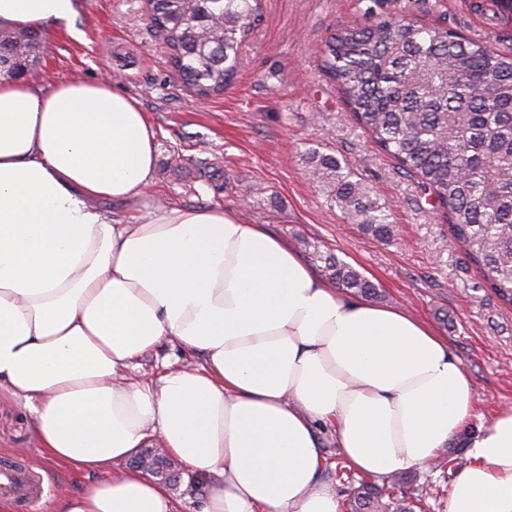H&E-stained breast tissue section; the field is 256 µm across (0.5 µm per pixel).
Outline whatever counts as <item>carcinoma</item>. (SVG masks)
Returning a JSON list of instances; mask_svg holds the SVG:
<instances>
[{
	"mask_svg": "<svg viewBox=\"0 0 512 512\" xmlns=\"http://www.w3.org/2000/svg\"><path fill=\"white\" fill-rule=\"evenodd\" d=\"M366 26L343 25L320 49L321 70L357 127L415 180L486 287L512 306V44L497 50L437 22L407 18L398 0ZM176 75L197 97L224 92L239 49L262 21V0H150ZM36 30L0 29V67L15 75L40 57ZM358 232L397 236L386 205L333 154L309 157ZM322 271L352 293L377 286L349 264L318 254ZM420 498L395 499L363 482L348 512H415Z\"/></svg>",
	"mask_w": 512,
	"mask_h": 512,
	"instance_id": "1",
	"label": "carcinoma"
}]
</instances>
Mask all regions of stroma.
<instances>
[{
  "label": "stroma",
  "instance_id": "1",
  "mask_svg": "<svg viewBox=\"0 0 512 512\" xmlns=\"http://www.w3.org/2000/svg\"><path fill=\"white\" fill-rule=\"evenodd\" d=\"M479 0H401L409 18L442 21L498 47L512 40V18L491 20ZM374 0H263L264 19L244 42L238 76L224 93L192 96L175 76L145 0H75L72 22L43 28V52L26 78L48 83L96 80L118 73L157 131L153 187L105 213L137 222L145 212L178 204L221 206L287 239L305 261L330 252L378 288L377 303L405 307L444 336L473 386L466 431L478 432L501 407L512 406V307L485 288L483 276L439 223L415 182L356 127L321 72L318 50L343 24H366ZM345 159L373 196L385 202L398 238L381 243L345 222L327 184L314 179L312 151ZM197 355L168 344L125 369L128 380L157 378L170 366H195ZM39 454L32 420L0 391V462H30ZM406 470L394 496L424 488L423 512H446L448 493L469 464ZM44 492L31 512H53L61 494L78 493L87 473L43 461Z\"/></svg>",
  "mask_w": 512,
  "mask_h": 512
}]
</instances>
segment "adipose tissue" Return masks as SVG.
I'll return each instance as SVG.
<instances>
[{"label":"adipose tissue","instance_id":"adipose-tissue-1","mask_svg":"<svg viewBox=\"0 0 512 512\" xmlns=\"http://www.w3.org/2000/svg\"><path fill=\"white\" fill-rule=\"evenodd\" d=\"M74 13L0 0L1 27ZM155 150L147 113L111 80L0 78V389L32 415L43 457L97 476L57 512H172L168 488L127 465L157 444L210 475L201 512H339L324 425L360 473L429 466L472 409L447 340L345 294L232 210L105 214L153 185ZM163 342L201 364L127 381ZM469 456L447 512H512V406Z\"/></svg>","mask_w":512,"mask_h":512}]
</instances>
